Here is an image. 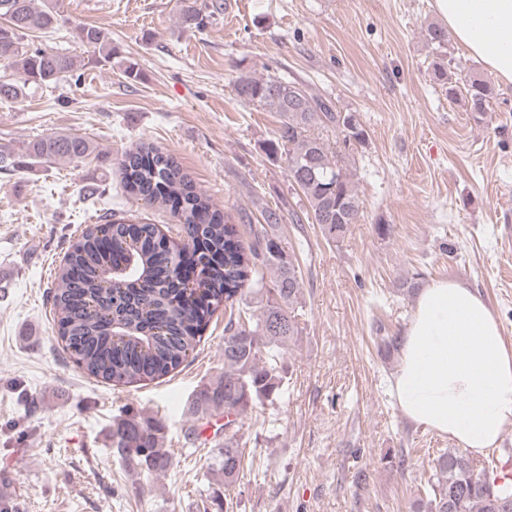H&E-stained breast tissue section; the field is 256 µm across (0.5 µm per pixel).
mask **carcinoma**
<instances>
[{
    "mask_svg": "<svg viewBox=\"0 0 512 512\" xmlns=\"http://www.w3.org/2000/svg\"><path fill=\"white\" fill-rule=\"evenodd\" d=\"M61 0H0V63L20 78L0 81V99H17L30 86L79 80L77 59L67 53L31 47L24 39L64 19ZM179 24L200 31L224 13V0H179ZM76 37L112 60V42L93 25L76 28ZM427 44L444 50L450 40L445 27L430 23L423 30ZM432 79L448 99H464L467 111L485 119L497 95L494 83L481 76L448 78L444 61L434 63ZM243 104L269 108L280 121L264 144L267 158L283 157L288 180L299 186L307 217L338 242L357 223L362 201L346 163L349 144L366 142L359 118L342 113L331 99L315 94L302 81L277 72L257 74L241 69L232 80ZM342 139L331 145L325 133ZM84 136L56 134L0 149V170L30 167L56 160L79 162L94 153ZM124 191L146 206L169 204L179 230L197 258V286L190 285L180 263L159 251L156 224L131 225L105 220L90 224L74 238L56 272L53 315L58 339L85 374L113 386L160 379L178 369L200 342L211 318L229 312L224 324V373L203 384L192 401L195 423L184 438H199L197 424L223 414L224 440L211 447L210 473L234 486L243 470V418L259 406H276L285 396L284 355L301 331L293 305L301 293V271L295 256L284 251L273 232L284 215L263 208V223L249 225L251 240L240 239L210 199L197 191L168 153L141 143L119 160ZM117 256L128 257L129 271L112 274ZM134 301L129 336L112 338V308ZM166 426L152 417L125 412L113 419L112 453L122 466L146 474L167 471L171 456L164 448ZM420 512H512V475L478 468L468 453L452 448L441 453L424 487Z\"/></svg>",
    "mask_w": 512,
    "mask_h": 512,
    "instance_id": "obj_1",
    "label": "carcinoma"
}]
</instances>
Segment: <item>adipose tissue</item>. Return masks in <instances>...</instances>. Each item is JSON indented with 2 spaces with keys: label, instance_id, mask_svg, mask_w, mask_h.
Returning a JSON list of instances; mask_svg holds the SVG:
<instances>
[{
  "label": "adipose tissue",
  "instance_id": "obj_1",
  "mask_svg": "<svg viewBox=\"0 0 512 512\" xmlns=\"http://www.w3.org/2000/svg\"><path fill=\"white\" fill-rule=\"evenodd\" d=\"M452 38L512 83V0H434ZM403 415L482 453L512 422V347L477 292L436 280L420 292L391 383Z\"/></svg>",
  "mask_w": 512,
  "mask_h": 512
}]
</instances>
